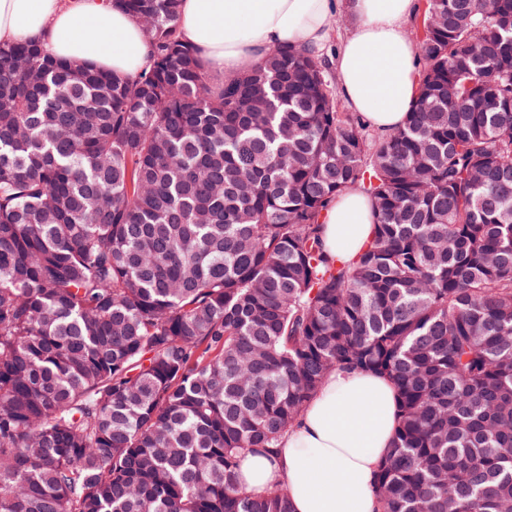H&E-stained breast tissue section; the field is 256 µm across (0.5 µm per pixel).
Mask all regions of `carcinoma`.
Listing matches in <instances>:
<instances>
[{"mask_svg":"<svg viewBox=\"0 0 512 512\" xmlns=\"http://www.w3.org/2000/svg\"><path fill=\"white\" fill-rule=\"evenodd\" d=\"M116 76L0 44V512H292L238 481L334 370L400 397L380 512L512 505V0H425L378 133L325 54L212 74L181 0H112ZM374 237L322 242L351 186Z\"/></svg>","mask_w":512,"mask_h":512,"instance_id":"obj_1","label":"carcinoma"}]
</instances>
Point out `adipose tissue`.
I'll list each match as a JSON object with an SVG mask.
<instances>
[{"instance_id":"obj_1","label":"adipose tissue","mask_w":512,"mask_h":512,"mask_svg":"<svg viewBox=\"0 0 512 512\" xmlns=\"http://www.w3.org/2000/svg\"><path fill=\"white\" fill-rule=\"evenodd\" d=\"M417 9V0H182L178 30L223 74L283 47L319 51L335 44L343 103L387 131L403 124L417 93L418 51L405 29ZM339 10L354 25L337 37L330 20ZM33 37L44 38L59 58L120 76L136 74L151 57L146 29L107 0H0V42ZM323 222L328 252L352 260L373 235L371 202L350 188ZM397 431L398 396L389 379L336 371L277 448L245 455L239 481L255 494L283 486L294 512H379L375 479Z\"/></svg>"}]
</instances>
